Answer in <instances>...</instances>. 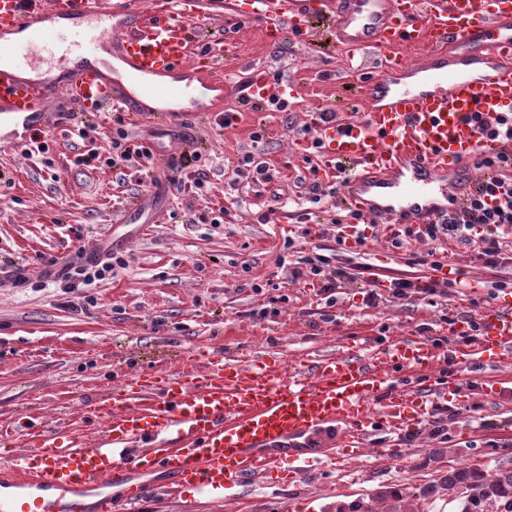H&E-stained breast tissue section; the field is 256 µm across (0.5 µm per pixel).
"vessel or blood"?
Wrapping results in <instances>:
<instances>
[{
  "mask_svg": "<svg viewBox=\"0 0 512 512\" xmlns=\"http://www.w3.org/2000/svg\"><path fill=\"white\" fill-rule=\"evenodd\" d=\"M218 0H160L132 20L113 23L111 0H0V152L29 142L54 125L47 84L33 78L45 55L68 66L63 87L86 112L140 111L144 99L175 100L189 91L177 81L196 48L201 26ZM75 15L79 33L57 25ZM248 20L264 29L293 31L309 46L329 41L348 54L375 49L381 70L356 85L362 119L339 118L317 128L327 156L351 173L341 204L366 218L415 228L460 213L475 189L473 164L492 155L469 118L512 105V0H253ZM433 50L409 64L400 49ZM139 75L134 87L116 84L103 56ZM290 82L249 78L245 104L286 95ZM168 141L157 154L167 168L180 160L177 144L194 130L163 126ZM455 363H512V307L484 311L479 335L456 332L450 349L425 336H402L360 357L345 351L307 356L286 365L273 357L248 361L213 354L179 373L135 376L91 405L99 435L89 440L66 422L47 424L25 413L0 429V512H82L85 496L127 485L106 512H141L155 484L134 482L157 471L171 492L217 500L258 479L288 474L308 479L299 465V439L343 425L326 461L343 465L345 451L378 431L403 433L438 404L467 403L471 379L441 376L445 356Z\"/></svg>",
  "mask_w": 512,
  "mask_h": 512,
  "instance_id": "vessel-or-blood-1",
  "label": "vessel or blood"
}]
</instances>
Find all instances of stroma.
<instances>
[{"instance_id": "35a3bbf8", "label": "stroma", "mask_w": 512, "mask_h": 512, "mask_svg": "<svg viewBox=\"0 0 512 512\" xmlns=\"http://www.w3.org/2000/svg\"><path fill=\"white\" fill-rule=\"evenodd\" d=\"M209 33L225 41V111L239 110L242 81L257 68L295 82L298 95L287 111L267 105L226 128L206 120L198 140L202 190L147 193L143 186L159 169L77 164L87 149L112 146L116 124L96 112L84 123L85 137L48 128L40 133L45 153L0 155V424L26 412L70 420L90 436L95 426L82 405L132 376L182 371L201 351L290 361L347 348L355 336L376 346L409 332L445 348L453 322L474 317L463 301L465 284L479 283L481 302H512V259L486 268L473 245L456 240L445 243L441 258L455 288L434 299L418 292L392 298L395 280L429 281L435 244L411 240L398 248L367 224L365 244L337 245L332 226L316 218L337 211L339 180L323 182L321 201L309 211L277 205V197H298L324 160L309 149L305 127L326 108L346 113L348 90L360 71L379 69L378 52L351 57L330 43L311 51L295 33H266L227 12L213 17ZM255 131L263 135L256 143ZM247 151L268 167L270 182L238 176ZM143 196L164 215L141 229L123 217ZM90 247L117 253L124 267L84 288L71 287L66 273L49 275L48 259L73 262ZM315 254L328 259L322 273L292 282V269ZM375 278L384 286L371 302ZM437 419L447 439L431 436ZM371 442L384 454H360L328 478L252 484L228 504L153 500L142 512H261L268 501L297 512L312 496L334 508L370 498L377 512H390L387 491L432 483L461 461L491 467L502 459L512 448V391L466 408L435 407L417 429Z\"/></svg>"}]
</instances>
